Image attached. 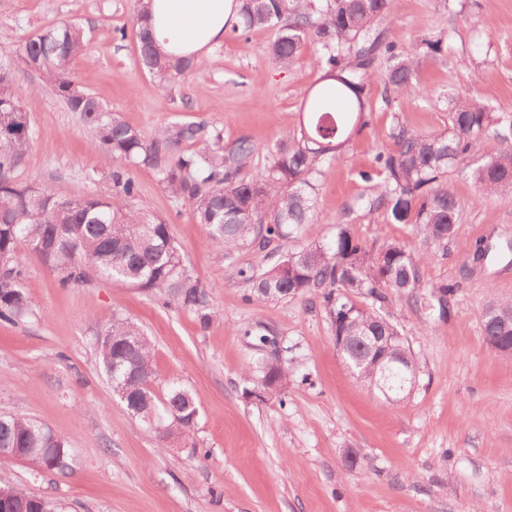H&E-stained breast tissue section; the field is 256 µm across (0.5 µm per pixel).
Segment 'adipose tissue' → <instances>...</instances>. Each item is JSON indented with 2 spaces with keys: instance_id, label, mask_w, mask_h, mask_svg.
I'll list each match as a JSON object with an SVG mask.
<instances>
[{
  "instance_id": "obj_1",
  "label": "adipose tissue",
  "mask_w": 512,
  "mask_h": 512,
  "mask_svg": "<svg viewBox=\"0 0 512 512\" xmlns=\"http://www.w3.org/2000/svg\"><path fill=\"white\" fill-rule=\"evenodd\" d=\"M237 0H153V27L167 52L197 56L236 19Z\"/></svg>"
}]
</instances>
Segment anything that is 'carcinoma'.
<instances>
[{
  "instance_id": "carcinoma-1",
  "label": "carcinoma",
  "mask_w": 512,
  "mask_h": 512,
  "mask_svg": "<svg viewBox=\"0 0 512 512\" xmlns=\"http://www.w3.org/2000/svg\"><path fill=\"white\" fill-rule=\"evenodd\" d=\"M398 0H239L234 33L274 28L268 47L281 67L292 65L314 46L325 71L305 98L299 127L291 140L268 149L265 163L246 171L255 147L245 138L230 145L217 129L201 123L164 128L146 142L111 108L89 94L84 100L66 97L74 83L73 61L87 52L82 30L73 24L48 27L21 46L24 62H32L70 111L79 114L98 137L103 160L113 166L112 186L95 194L60 198L40 185H21L12 172L24 161L31 125L28 113L12 92L13 70L8 55L0 53V320L27 317L33 302L23 289L21 245L46 266L61 274L60 283H85L96 276L149 292L164 304L188 310L205 324L210 319L211 292L184 264L172 238L170 224L153 212L132 207L135 181L126 167L156 169L167 190L188 202L197 223L203 225L219 258L250 291L258 304L296 297L320 299L335 339L345 343L343 358L363 383L377 389L391 403H400L403 376L375 370L368 357L371 337L384 336L390 353L400 354L402 365L417 368L396 324L379 303L387 293L405 295L445 316L451 289L446 283L424 284L421 264L446 255L448 241L461 219V207L448 189V176L470 170L478 192L491 196L512 190V115H497L476 98L448 97V128L439 133L411 130L393 117L392 147L376 162L384 181L369 187L354 203L359 210H381L392 224H410L422 244L417 250L395 240L369 246L355 235L350 210L336 218L329 241L288 249L316 212V176L325 163L341 153L368 123V82L378 79L399 98L412 101L422 91L415 83L418 61L397 58L381 74L376 62L392 53L385 22L393 18ZM145 0H135V25L144 67L168 84L192 68L188 58L171 60L153 45ZM500 148L482 154L485 141ZM192 142L191 153L179 150ZM243 249L274 259L257 271L235 264ZM495 254L481 240L472 253V268L483 266ZM485 336H499L512 344V329L495 327L482 314ZM255 346L270 352L261 365L262 382L272 395L281 394L290 381L279 355L278 333L261 325L246 331ZM98 355L112 388L126 409L155 426L168 439L190 431L198 408L190 391L176 383L158 399L154 382L152 345L143 331L122 316L102 332ZM0 452L38 462L47 470L71 468L67 440L48 426L18 415L0 416ZM0 504L21 506L23 512H56L49 500L18 485L0 480Z\"/></svg>"
}]
</instances>
